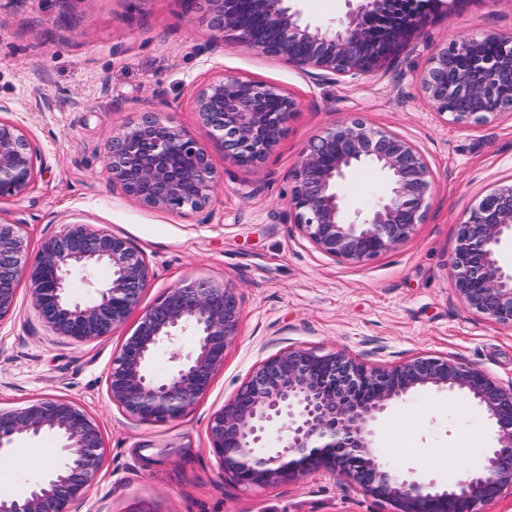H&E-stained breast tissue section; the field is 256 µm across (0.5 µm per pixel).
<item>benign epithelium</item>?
Instances as JSON below:
<instances>
[{"label":"benign epithelium","mask_w":512,"mask_h":512,"mask_svg":"<svg viewBox=\"0 0 512 512\" xmlns=\"http://www.w3.org/2000/svg\"><path fill=\"white\" fill-rule=\"evenodd\" d=\"M210 32L207 49L253 50L315 80L348 82L381 68L396 49L448 9L447 0H347L336 28L302 20L289 0H186ZM383 32L374 40L364 22ZM493 39L497 53L482 47ZM512 36L482 34L447 43L431 55L420 87L434 110L468 128L512 112ZM462 107L448 111V100ZM210 140L228 163L257 167L278 145L297 100L284 88L221 75L195 95ZM160 110L114 131L105 146L112 182L148 207L183 214L213 200L219 176L204 142ZM37 152L23 129L0 120V200L23 195L37 175ZM368 167L385 193L363 209L346 205L350 172ZM433 175L422 151L403 136L351 118L326 129L301 152L285 203V221L317 250L361 263L407 241L423 222ZM512 240V183L485 194L458 223L451 258L456 290L475 312L512 327V266L500 259ZM104 266L109 278L82 301L68 294L76 269ZM26 283L39 317L75 342L105 339L139 313L112 357L108 395L125 416L146 424L177 421L208 392L237 338L241 299L223 280L187 278L143 309L150 282L145 255L127 239L91 224H69L28 255L20 225L0 221V321L13 314ZM188 337L189 347L179 345ZM169 353L171 367L154 369ZM421 389L460 396L486 416L495 446L480 466L443 484L384 461L375 423ZM210 449L224 476L243 486H270L320 470L338 471L390 512H479L512 491V383L446 355H418L369 367L342 351L288 346L263 359L208 421ZM58 441L48 474L23 492L0 498V512H72L98 480L104 461L99 423L73 401L44 397L0 409V456L24 439Z\"/></svg>","instance_id":"7a95c632"}]
</instances>
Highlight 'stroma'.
<instances>
[{
	"label": "stroma",
	"mask_w": 512,
	"mask_h": 512,
	"mask_svg": "<svg viewBox=\"0 0 512 512\" xmlns=\"http://www.w3.org/2000/svg\"><path fill=\"white\" fill-rule=\"evenodd\" d=\"M483 33L512 35V0H460L381 74L334 84L251 51H205L209 32L182 0H0V118L20 126L38 154L33 185L0 201V221L22 226L33 255L76 222L126 237L150 264L148 305L190 277L227 281L241 295L239 335L207 394L178 421L144 424L125 417L107 392L112 356L133 323L76 343L47 327L19 289L13 315L0 321V408L62 397L97 420L104 465L75 512H129L138 501L159 512H388L331 471L268 487L222 475L209 449L211 414L259 361L288 346L344 350L374 366L445 354L512 382V328L470 310L450 269L458 222L512 180V117L458 128L419 84L438 47ZM221 73L279 85L298 102L263 167L226 163L210 146L223 180L209 208L187 215L142 206L113 187L104 158L112 129L161 96L174 121L203 135L194 93ZM354 116L413 141L434 181L413 236L361 264L323 255L282 218L302 149ZM376 444L384 461L448 482L452 458L479 462L493 438L467 401L423 390L380 418ZM53 445L24 441L1 458L0 496L40 479Z\"/></svg>",
	"instance_id": "35a3bbf8"
}]
</instances>
